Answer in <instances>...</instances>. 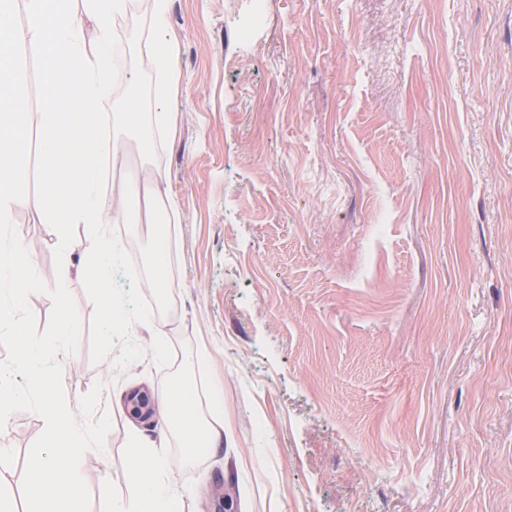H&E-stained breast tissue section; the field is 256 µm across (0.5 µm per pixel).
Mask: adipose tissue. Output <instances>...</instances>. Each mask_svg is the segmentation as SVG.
<instances>
[{
  "label": "adipose tissue",
  "mask_w": 512,
  "mask_h": 512,
  "mask_svg": "<svg viewBox=\"0 0 512 512\" xmlns=\"http://www.w3.org/2000/svg\"><path fill=\"white\" fill-rule=\"evenodd\" d=\"M163 407V421L179 433L185 450L210 448L221 436L216 426L202 422L195 410V390L183 377L177 376L163 385L158 396ZM122 468L134 479L136 492L132 498L114 497L102 488L101 499L106 512H182L178 496L172 489L173 475L161 450L140 446L121 460Z\"/></svg>",
  "instance_id": "ef3b65f1"
}]
</instances>
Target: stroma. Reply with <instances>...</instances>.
<instances>
[{
	"mask_svg": "<svg viewBox=\"0 0 512 512\" xmlns=\"http://www.w3.org/2000/svg\"><path fill=\"white\" fill-rule=\"evenodd\" d=\"M152 25V0L124 15L115 93ZM166 25L173 133L152 161L129 141L107 178L179 204L173 313L131 329L171 367L91 363L70 248L63 389L75 406L100 386L112 423L81 460L90 512L102 484L130 495L137 436L163 442L183 512H512V0H168ZM12 222L42 331L55 238L38 206ZM181 374L224 427L189 461L125 403ZM42 430L19 412L0 431L14 488Z\"/></svg>",
	"mask_w": 512,
	"mask_h": 512,
	"instance_id": "obj_1",
	"label": "stroma"
}]
</instances>
